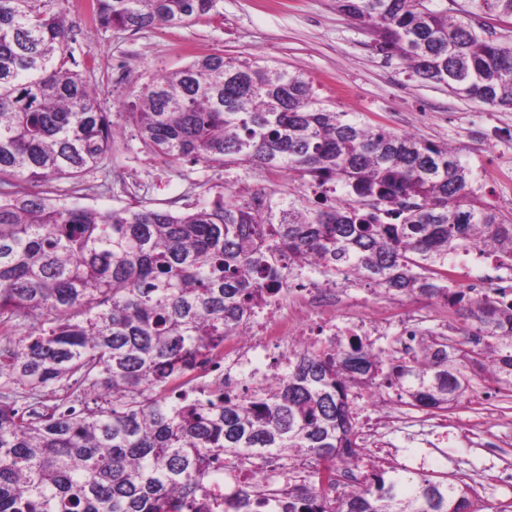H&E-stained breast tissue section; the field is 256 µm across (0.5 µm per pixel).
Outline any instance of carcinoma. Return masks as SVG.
Masks as SVG:
<instances>
[{
  "instance_id": "cac0c4a2",
  "label": "carcinoma",
  "mask_w": 512,
  "mask_h": 512,
  "mask_svg": "<svg viewBox=\"0 0 512 512\" xmlns=\"http://www.w3.org/2000/svg\"><path fill=\"white\" fill-rule=\"evenodd\" d=\"M220 0H92L103 28L180 26ZM336 0L375 50L482 105L512 110V44L480 24L512 0ZM64 0H0V512H257L222 497L224 463L305 450L325 462L283 512H470L448 478L375 470L334 496L336 461L359 459L353 389L387 387L448 409L489 368L512 387V303L451 291L448 257L512 223L482 203L460 154L328 108L299 71L217 51L136 86L126 121L166 163L288 172L289 186L203 193L183 211L101 213L69 199L122 130L76 70ZM316 267L384 293L440 296L481 348L412 335V357L355 336L312 345L274 386L224 391L194 374L289 272Z\"/></svg>"
}]
</instances>
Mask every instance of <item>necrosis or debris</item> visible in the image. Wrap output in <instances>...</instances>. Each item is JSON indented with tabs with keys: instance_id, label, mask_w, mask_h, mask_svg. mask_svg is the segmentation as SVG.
<instances>
[{
	"instance_id": "4bbe7bcc",
	"label": "necrosis or debris",
	"mask_w": 512,
	"mask_h": 512,
	"mask_svg": "<svg viewBox=\"0 0 512 512\" xmlns=\"http://www.w3.org/2000/svg\"><path fill=\"white\" fill-rule=\"evenodd\" d=\"M357 283L323 275L311 270L307 277L287 276L281 291L267 305L243 324L238 333L224 341L218 356L224 364V389L237 391L240 369L263 358V384H270L288 373V361L307 346L337 336H410L433 317L428 306L411 304L400 297L388 303L373 301L357 293ZM358 464L346 461L336 466V486L341 492L356 489L371 469L383 464H397L415 473L445 472L451 481L472 493H480L481 479L494 472L500 482L512 485V456L503 453L498 443L475 435L471 427L449 431L437 417L404 414L394 421L364 417L358 423ZM402 434L403 447H396L391 437ZM480 451L481 464L462 467L449 459L445 446L449 436ZM313 461L309 455L293 457L292 478H275L277 464L264 458L255 461L234 481L237 490L256 493L265 490L270 503L286 497L293 485L308 478Z\"/></svg>"
}]
</instances>
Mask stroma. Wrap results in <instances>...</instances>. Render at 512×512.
<instances>
[{"label": "stroma", "mask_w": 512, "mask_h": 512, "mask_svg": "<svg viewBox=\"0 0 512 512\" xmlns=\"http://www.w3.org/2000/svg\"><path fill=\"white\" fill-rule=\"evenodd\" d=\"M64 8L68 22L81 30L73 53L85 79L113 123L125 129L111 156L85 176L78 205L103 213L139 205L177 209L194 203L206 187L218 193L228 184L277 190L287 183L286 174L249 166L200 165L184 176L179 165L139 151L122 108L133 83L220 50L241 60L264 56L304 73L336 110L458 149L481 200L512 221V110L477 104L411 76L398 57L376 52L371 35L340 13L335 0H220L211 16L137 33L91 24L83 0H66ZM447 415L469 421L490 440L512 441V388L475 378Z\"/></svg>", "instance_id": "stroma-1"}]
</instances>
